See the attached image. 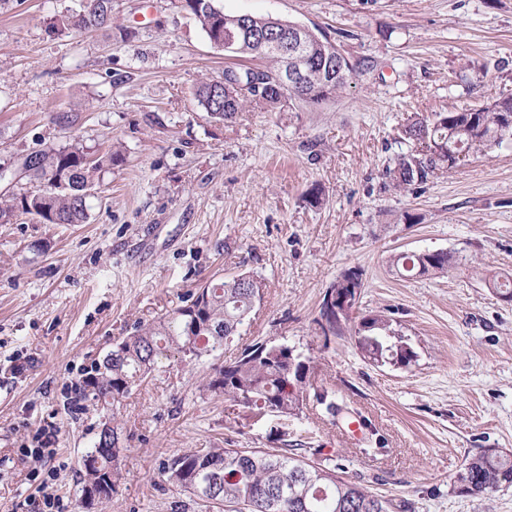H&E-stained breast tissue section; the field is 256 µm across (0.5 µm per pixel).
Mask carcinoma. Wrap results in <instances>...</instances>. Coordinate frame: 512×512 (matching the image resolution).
Segmentation results:
<instances>
[{
  "label": "carcinoma",
  "instance_id": "obj_1",
  "mask_svg": "<svg viewBox=\"0 0 512 512\" xmlns=\"http://www.w3.org/2000/svg\"><path fill=\"white\" fill-rule=\"evenodd\" d=\"M213 0H184V8L201 25L207 36L234 26L235 15L212 9ZM289 21L273 17L248 18L240 34L234 57L254 55L267 66L255 78L274 81L282 60L274 50L262 51L257 35L276 32ZM112 26V0H90L84 7L63 16L57 31L68 33ZM307 69L299 90L282 93L262 91L247 94L234 83L237 69H224V82H202L195 90L198 105L217 121L234 117L248 107L275 111L287 98L320 104L345 87L353 71L370 63L351 62L320 30L306 33ZM404 140L413 148L398 155L386 176L397 188L424 183L437 170L449 169L474 147L496 143L512 135V97L503 96L479 109L436 113L405 126ZM28 172L36 182L34 190L0 201V224H9L22 213L41 224H84L89 219L87 196L95 185L96 173L121 159V151L111 150L95 161L76 145L48 147L31 152ZM395 264L412 275L448 272L450 256L438 253L427 259L401 254ZM263 283L253 275H237L218 282H206L188 293L183 305L164 319L137 322L132 332L112 348V362L94 363L75 382L70 406L81 403L115 405L132 388L142 383L164 359L177 356L199 360L224 349L262 300ZM357 347L372 363L394 359L408 366L417 357L412 345L391 328L381 313L362 315L356 327ZM315 371L311 358L284 343L256 342L234 359L213 368L203 378L202 387L262 417L269 412L280 416L298 414L309 390L331 416L341 407L328 392L314 388ZM121 449L112 444L105 450L103 432L82 456L81 492L88 485L113 493L122 479L118 458ZM167 481L189 494L196 507L222 512H389L391 504L361 484L341 476L326 460H311L293 448H203L175 455L161 464ZM512 486V454L484 448L465 460L453 482L458 493L489 498Z\"/></svg>",
  "mask_w": 512,
  "mask_h": 512
}]
</instances>
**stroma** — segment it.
I'll list each match as a JSON object with an SVG mask.
<instances>
[{
  "instance_id": "obj_1",
  "label": "stroma",
  "mask_w": 512,
  "mask_h": 512,
  "mask_svg": "<svg viewBox=\"0 0 512 512\" xmlns=\"http://www.w3.org/2000/svg\"><path fill=\"white\" fill-rule=\"evenodd\" d=\"M330 36L350 61L370 60L317 105L210 119L203 81L224 77L214 47L181 0H112L105 30L58 34L80 0L0 5V197L30 191L23 158L49 145L90 155L123 146L97 175L84 224H0V512H33L41 495L22 451L57 430L54 488L74 504L80 461L105 410L64 411L83 368L137 320L179 306L199 284L259 276L264 294L223 353L166 362L123 398L115 423L123 479L109 512H170L187 493L163 460L197 448H308L405 512H512V488L462 496L450 479L485 448L512 453V300L489 282L512 276V136L476 149L426 183L390 186L414 118L512 95V0H215ZM320 190L321 202H307ZM444 250L447 274L402 275V253ZM409 339L407 368L376 367L352 335L315 323L344 270ZM312 358L317 387L370 430L342 436L308 398L298 415L255 417L205 392L211 368L256 341Z\"/></svg>"
}]
</instances>
